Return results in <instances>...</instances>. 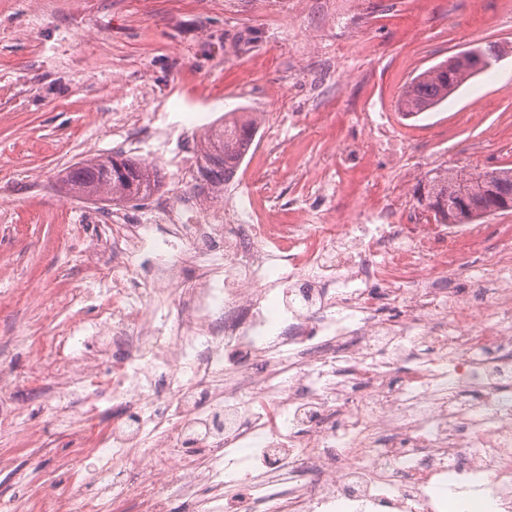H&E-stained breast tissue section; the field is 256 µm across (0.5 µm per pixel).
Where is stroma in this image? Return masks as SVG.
Returning <instances> with one entry per match:
<instances>
[{
	"label": "stroma",
	"instance_id": "1",
	"mask_svg": "<svg viewBox=\"0 0 512 512\" xmlns=\"http://www.w3.org/2000/svg\"><path fill=\"white\" fill-rule=\"evenodd\" d=\"M484 42L503 52L492 68L438 108L402 116L412 78ZM234 110L255 119L259 147L226 195L287 222L349 223L365 198L434 223L418 182L447 167H512V0H0V360L17 378L36 357L17 336H42L75 311L96 317L87 297L56 304L87 285L82 240L64 238V225L113 211L139 224L151 207L75 196L60 209L66 169L121 152L155 166L161 191L178 195L191 116L216 122ZM130 112L161 138L118 133ZM380 126L394 146L366 149ZM34 281L45 305L22 293ZM17 398L27 413L0 432V457L15 460L0 471V501L30 512L53 481L96 493L64 468L68 435L47 421V389L23 381Z\"/></svg>",
	"mask_w": 512,
	"mask_h": 512
}]
</instances>
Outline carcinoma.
<instances>
[{"instance_id": "cac0c4a2", "label": "carcinoma", "mask_w": 512, "mask_h": 512, "mask_svg": "<svg viewBox=\"0 0 512 512\" xmlns=\"http://www.w3.org/2000/svg\"><path fill=\"white\" fill-rule=\"evenodd\" d=\"M477 75L478 72L463 62L443 61L421 72L405 86L401 111L407 117L432 110ZM255 133L254 121L224 114V122L212 128L201 146L195 188L213 189L229 182L252 147ZM491 172L497 174L501 191L512 195L510 167L479 172L446 169L427 180V189L419 192L417 201L433 211L439 223L454 224L457 216L448 208V195L465 192L474 200L483 199L485 178ZM64 183L80 195L104 196L120 204L147 199L160 187L161 176L156 168L134 157L115 154L75 164L67 171Z\"/></svg>"}]
</instances>
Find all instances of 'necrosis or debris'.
<instances>
[{
  "instance_id": "4bbe7bcc",
  "label": "necrosis or debris",
  "mask_w": 512,
  "mask_h": 512,
  "mask_svg": "<svg viewBox=\"0 0 512 512\" xmlns=\"http://www.w3.org/2000/svg\"><path fill=\"white\" fill-rule=\"evenodd\" d=\"M214 195L185 186L154 196L153 223L110 225L107 274L89 240L98 315L57 339L50 414L96 449L99 490L54 484L35 512H163L171 484L186 512L202 488L210 512H437L427 489L445 480L483 483L475 512H512V226L488 248L479 225L402 224L359 199L353 224H274ZM143 450L152 467L123 487Z\"/></svg>"
}]
</instances>
